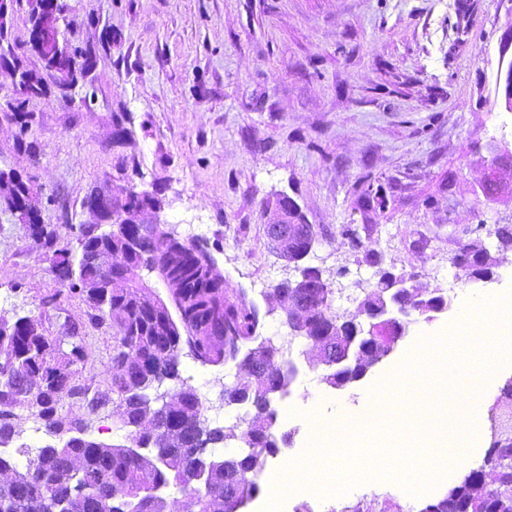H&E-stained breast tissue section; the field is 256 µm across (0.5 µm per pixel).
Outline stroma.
Returning <instances> with one entry per match:
<instances>
[{
  "instance_id": "stroma-1",
  "label": "stroma",
  "mask_w": 512,
  "mask_h": 512,
  "mask_svg": "<svg viewBox=\"0 0 512 512\" xmlns=\"http://www.w3.org/2000/svg\"><path fill=\"white\" fill-rule=\"evenodd\" d=\"M60 27L68 43L94 49L99 62L62 86L28 43L35 0H18L8 22L14 51L51 93L24 103L34 113L37 157L17 147L16 127L0 115V168L32 177L46 223L82 224L92 187L110 184L157 190L162 223L180 236L206 240L229 294L246 293L264 311L265 335L279 329L265 294L289 274L266 233L268 207L292 199L321 235L309 257L336 287V305L356 312L375 269L417 278L419 287L447 290L449 309L432 321L414 316L409 330H451L472 296L512 293V251L497 248L489 224H512V197L487 200L481 186L494 147L512 148V112L497 93L500 49L512 37V0H66ZM91 103H83L85 90ZM124 127V138L113 135ZM386 189L385 208L368 203L365 177ZM196 230H189V223ZM497 257L493 282L463 285L450 262L464 246ZM57 281L39 240L0 212V317L84 323L78 298L63 309L41 299ZM408 345L391 353L358 383L334 389L315 360L296 359L298 374L276 401L273 431L287 438L269 465L298 458L314 417L357 405L398 365ZM112 335L90 331L83 377L99 388L112 380ZM191 383L211 402L210 419L230 425L222 392L233 366H202L183 358ZM496 383L481 415L480 443L467 456L480 467L497 439H512V397ZM90 438L125 436L120 416L68 406ZM7 451L25 465V451L54 438L28 410L18 412ZM318 475L296 484L281 512H421L446 485L421 495L361 482L346 494L319 498Z\"/></svg>"
}]
</instances>
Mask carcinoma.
<instances>
[{
    "mask_svg": "<svg viewBox=\"0 0 512 512\" xmlns=\"http://www.w3.org/2000/svg\"><path fill=\"white\" fill-rule=\"evenodd\" d=\"M80 61L68 71L71 80L85 75L98 64L89 50L79 51ZM0 64H10L27 78V95L39 98L47 88L35 71L14 53L0 46ZM19 131L17 144L31 157L37 156L35 142L27 140L34 121L31 112H6ZM0 183L8 192L0 210L21 219L31 236L42 241L46 260L60 287L43 299L42 305L59 309L64 300L78 297L92 310L88 324L65 323L59 336H52L32 316L14 321L0 319V446L16 433V409L25 408L37 417L57 441L42 447L38 459L20 470L9 457L0 455V512H167L166 491L176 488L195 512H239L257 490L248 475L264 468L267 457L279 452L272 431L273 403L285 394L297 374L296 349L318 360L328 359L335 368H325L321 381L343 388L359 381L378 360L373 337L367 335V314L387 299L380 277L364 291L358 312L351 315L336 307V290L327 288L310 299L313 327L303 330L284 318L281 336L263 335L264 316L259 306L244 294L231 297L224 276L211 263L208 243L197 237H168V227L156 224L151 234L137 224H114L106 233L96 224H66V236L55 225L45 224L34 209L22 210L20 200L30 192L23 174L0 169ZM364 195L385 207L382 184L367 179ZM155 191L124 188L114 196L117 209L135 211L161 207ZM76 240L79 252L70 247ZM121 255L112 267V286L89 288L80 274L85 261L106 246ZM306 256L288 254V263L298 276L272 285L267 296L277 303L281 294L303 297L299 284L326 282L316 266L302 264ZM491 256L466 271L472 283H482L493 273ZM157 274L165 293L155 291L144 271ZM424 315L448 307V293L436 288L425 295ZM112 333V382L105 390L82 378V342L87 327ZM195 353L194 360L211 365H232L234 380L224 385L226 407H244L250 419L240 424L216 425L207 417V401L181 373L182 358ZM175 384L169 396L175 405L162 408L152 397L158 383ZM80 404L91 414L116 403L125 443L97 441L82 435L84 425L64 412L67 401ZM241 443L235 452L219 455L216 449ZM214 458V465L200 481L195 479L187 449L197 446ZM77 471L66 468L67 461ZM495 472L497 486L483 487L484 468ZM50 473L53 482L43 481ZM14 474L26 478L15 486ZM86 492L106 488L116 491L112 500L76 498L75 486ZM421 512H512V452L495 441L487 450L484 465L470 470L447 493Z\"/></svg>",
    "mask_w": 512,
    "mask_h": 512,
    "instance_id": "cac0c4a2",
    "label": "carcinoma"
}]
</instances>
